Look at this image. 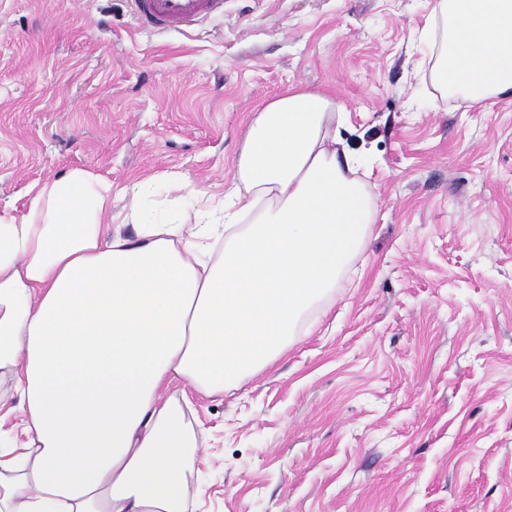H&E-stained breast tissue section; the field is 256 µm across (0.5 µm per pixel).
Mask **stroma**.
Instances as JSON below:
<instances>
[{
    "label": "stroma",
    "instance_id": "obj_1",
    "mask_svg": "<svg viewBox=\"0 0 512 512\" xmlns=\"http://www.w3.org/2000/svg\"><path fill=\"white\" fill-rule=\"evenodd\" d=\"M435 0H225L186 30L128 0H0V216L73 168L215 205L245 123L318 90L378 216L325 312L240 387L191 394L195 512H512V95L443 98ZM186 183L176 191L173 181ZM0 382V448H20Z\"/></svg>",
    "mask_w": 512,
    "mask_h": 512
}]
</instances>
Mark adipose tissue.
<instances>
[{"instance_id": "adipose-tissue-1", "label": "adipose tissue", "mask_w": 512, "mask_h": 512, "mask_svg": "<svg viewBox=\"0 0 512 512\" xmlns=\"http://www.w3.org/2000/svg\"><path fill=\"white\" fill-rule=\"evenodd\" d=\"M431 80L474 105L512 92V0H437ZM339 150L336 105L289 90L246 127L243 206L127 237L112 185L73 169L0 218V379L28 443L0 450V512H187L203 441L178 386L213 396L270 366L323 308L377 213Z\"/></svg>"}]
</instances>
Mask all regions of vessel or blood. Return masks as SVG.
<instances>
[{
	"instance_id": "b4317fda",
	"label": "vessel or blood",
	"mask_w": 512,
	"mask_h": 512,
	"mask_svg": "<svg viewBox=\"0 0 512 512\" xmlns=\"http://www.w3.org/2000/svg\"><path fill=\"white\" fill-rule=\"evenodd\" d=\"M137 21L156 30H181L223 13L224 0H130Z\"/></svg>"
}]
</instances>
